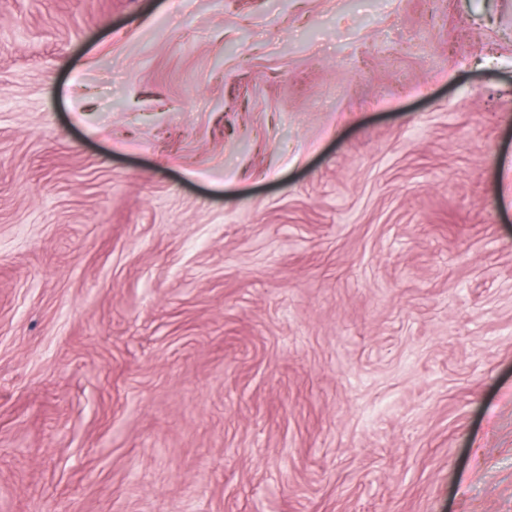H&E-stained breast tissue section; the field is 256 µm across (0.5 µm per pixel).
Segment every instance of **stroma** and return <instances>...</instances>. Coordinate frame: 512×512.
<instances>
[{
  "instance_id": "1",
  "label": "stroma",
  "mask_w": 512,
  "mask_h": 512,
  "mask_svg": "<svg viewBox=\"0 0 512 512\" xmlns=\"http://www.w3.org/2000/svg\"><path fill=\"white\" fill-rule=\"evenodd\" d=\"M0 512H512V0H0Z\"/></svg>"
}]
</instances>
